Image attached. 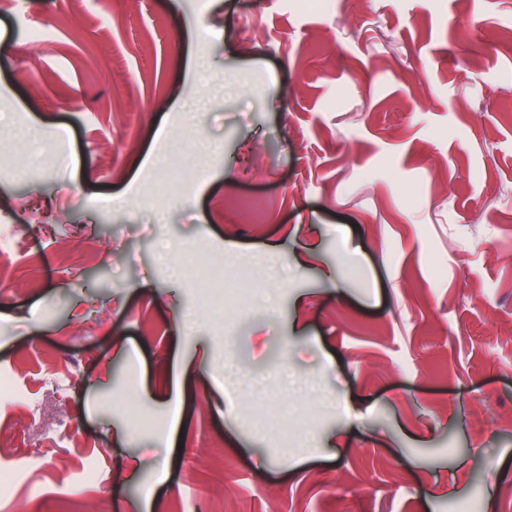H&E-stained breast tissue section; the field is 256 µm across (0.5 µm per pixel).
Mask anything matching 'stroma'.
I'll return each mask as SVG.
<instances>
[{
    "label": "stroma",
    "mask_w": 512,
    "mask_h": 512,
    "mask_svg": "<svg viewBox=\"0 0 512 512\" xmlns=\"http://www.w3.org/2000/svg\"><path fill=\"white\" fill-rule=\"evenodd\" d=\"M34 128L0 512H512V0H0V143ZM182 277L192 281L204 298L208 308L224 319V313L233 303L241 300V288H234L233 278L224 275V266L196 256L192 263L180 264Z\"/></svg>",
    "instance_id": "35a3bbf8"
}]
</instances>
